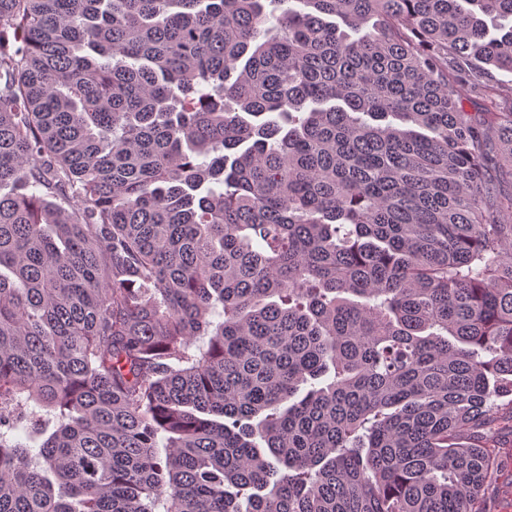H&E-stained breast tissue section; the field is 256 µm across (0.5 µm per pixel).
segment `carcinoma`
<instances>
[{"label":"carcinoma","mask_w":512,"mask_h":512,"mask_svg":"<svg viewBox=\"0 0 512 512\" xmlns=\"http://www.w3.org/2000/svg\"><path fill=\"white\" fill-rule=\"evenodd\" d=\"M289 2L0 0V512H481L512 0Z\"/></svg>","instance_id":"1"}]
</instances>
